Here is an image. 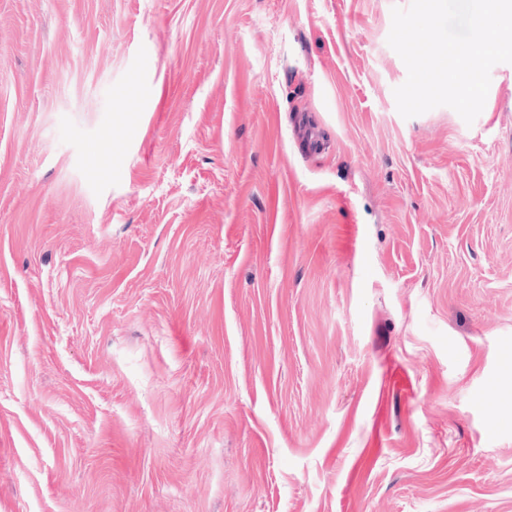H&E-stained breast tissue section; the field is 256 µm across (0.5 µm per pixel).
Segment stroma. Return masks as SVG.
<instances>
[{"mask_svg":"<svg viewBox=\"0 0 512 512\" xmlns=\"http://www.w3.org/2000/svg\"><path fill=\"white\" fill-rule=\"evenodd\" d=\"M410 0H0V512H512V63L403 118Z\"/></svg>","mask_w":512,"mask_h":512,"instance_id":"obj_1","label":"stroma"}]
</instances>
